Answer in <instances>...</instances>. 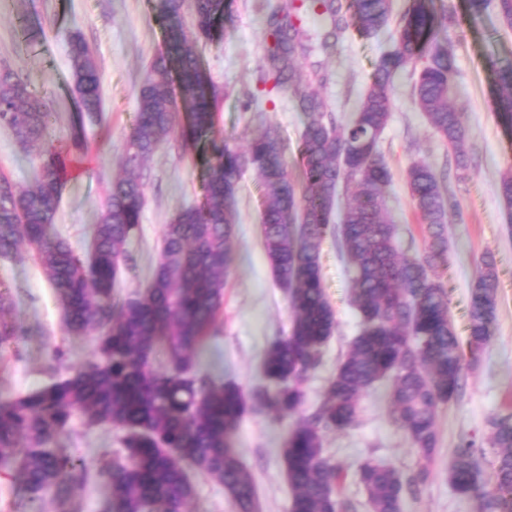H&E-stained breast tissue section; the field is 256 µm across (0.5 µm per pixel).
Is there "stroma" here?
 I'll use <instances>...</instances> for the list:
<instances>
[{
	"instance_id": "35a3bbf8",
	"label": "stroma",
	"mask_w": 512,
	"mask_h": 512,
	"mask_svg": "<svg viewBox=\"0 0 512 512\" xmlns=\"http://www.w3.org/2000/svg\"><path fill=\"white\" fill-rule=\"evenodd\" d=\"M285 0H228L231 14L222 33L201 49L207 80L224 94L218 103L217 125L228 142L245 148L263 125L277 127L287 146L291 176H298L297 146L305 122L288 94L274 91L262 79L263 47L268 40L264 15ZM460 21L449 32L448 46L456 59L458 88L453 105L468 132L470 167L459 178L453 156L426 118L414 107L411 71L395 81L397 110L384 132L382 148L393 174L388 194L390 213L399 226L401 249L420 242V219L405 184L411 161L432 164L460 216L448 226L450 252L440 275L448 288L455 330L466 336L469 289L482 256H493L499 279L497 320L493 337L475 365L465 371L460 396L440 407L436 425L438 452L433 475L417 498L406 500L404 512H476L477 502L457 493L448 481V459L460 440L482 443L483 474H490L494 454L485 447L489 421L512 413V219L498 197L502 173L512 168V138L498 120L492 104L489 62L512 64V30L502 28L495 11L469 21L467 0H446ZM80 31L100 70L102 117L88 124L89 149L74 157L63 185L54 232L74 251L87 254L95 226L112 186L121 172L120 156L136 110V92L150 62L166 50V34L155 21L151 0H0V68L19 73L29 88L46 97L55 114L39 149L23 150L10 130L0 126V172L27 186L38 173L39 150H65L69 117L76 110L74 79L62 29ZM387 33L362 37L350 33L335 54L321 62L327 76L325 94L336 116L347 121L355 110L375 60L388 50ZM262 111L247 108L250 99ZM145 203L139 232L128 245L129 260L117 291L125 295L144 289L160 258L165 224L182 209L202 198L198 161L171 144H162L146 164ZM261 180L247 171L236 196L237 224L231 240L234 263L224 283V312L217 332L200 353V368L216 381L243 388L263 384V360L270 343L287 335L291 312L284 292L270 270L263 247L259 209ZM322 274L336 314V331L326 345L322 364L305 384L308 407L320 404L324 385L337 360L360 329L350 302L346 263L334 239L322 248ZM0 282L12 299L11 317L21 336L0 346V398L12 399L39 390L95 360L99 333L68 332L55 293L30 247L0 258ZM357 422L327 432L324 446L349 473L358 463L373 459L400 472H410L416 456L390 416V385H376L362 400ZM287 422L273 414H247L230 438V446L251 473L259 512H289L293 492L288 484L282 448ZM123 431L112 424L85 426L73 417L51 446L58 453L97 471L105 458L123 455ZM188 476L194 494L185 512H234L223 487L196 469ZM111 491L103 481L89 482L59 507L52 493L32 494L19 480L0 470V512H106Z\"/></svg>"
}]
</instances>
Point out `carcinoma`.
<instances>
[{
	"instance_id": "1",
	"label": "carcinoma",
	"mask_w": 512,
	"mask_h": 512,
	"mask_svg": "<svg viewBox=\"0 0 512 512\" xmlns=\"http://www.w3.org/2000/svg\"><path fill=\"white\" fill-rule=\"evenodd\" d=\"M325 29L322 47L334 48L354 30L372 37L389 27L392 0H352L349 17L340 0H301L300 6ZM494 8L512 30V0H469L473 18ZM294 2L267 15L272 38L263 57L265 76L291 93L306 123L299 150L300 178L288 173L287 144L274 126L261 128L247 149L231 146L216 128L218 87H205L199 44L224 26L225 0H154L153 14L167 33V50L150 65L137 93L134 123L126 137L121 166L112 181L93 248L87 258L50 233L67 175L66 158L39 155L38 175L23 187L0 174V256L25 243L55 288L70 332L100 331L98 360L75 374L32 393L0 400V464L39 494L52 491L61 502L86 484L82 465L55 454L49 442L74 415L90 426L113 424L127 430L126 454L100 467L96 476L112 490L111 512H182L192 495L182 462L224 487L235 512H257L251 474L228 440L245 413L274 412L293 421L282 456L293 490L291 512H358L361 503L341 495L344 474L323 448L325 433L353 425L362 398L381 381L390 382L393 422L401 428L417 462L403 474L373 459L358 467L357 480L369 512H403L432 476L439 444V408L457 398L466 367L491 339L497 318L498 277L484 256L470 287L466 340L455 332L448 289L438 270L448 265V228L457 204L442 192L433 167L413 162L405 181L422 220V245L401 256L399 229L387 204L392 172L381 151L382 134L394 112L395 77L419 66L413 102L454 154L465 176L468 157L462 115L449 104L457 69L448 50L454 12L433 0H409L390 33L391 49L376 60L356 110L345 124L319 89L323 77L295 64L311 50L309 36L292 20ZM192 14L187 31L185 13ZM68 48L79 111L73 114L66 153L87 148L86 122L101 112L100 72L83 38L62 32ZM497 86L496 112L512 134V67L490 63ZM190 138L182 147L197 154L203 170L202 200L181 210L163 233L162 255L151 282L129 296L114 293L126 265V245L139 230L144 167L170 140L177 117ZM53 113L46 98L15 72L0 71V126L27 148L43 139ZM263 180V245L272 274L286 291L292 311L289 334L266 351L269 384L249 392L235 383L212 381L198 354L217 330L224 306V279L235 232V198L247 170ZM340 223L334 208L345 194ZM504 209L512 213V168L498 184ZM336 238L352 271V302L361 331L336 365L321 404L304 410L303 384L321 363L336 329L335 311L322 276V244ZM10 295L0 289V346L19 335L5 318ZM161 356L162 369L153 367ZM24 448H17L18 438ZM496 450L489 478L480 481L475 442L466 441L448 460V481L477 498L478 512H512V413L490 420L487 438Z\"/></svg>"
}]
</instances>
